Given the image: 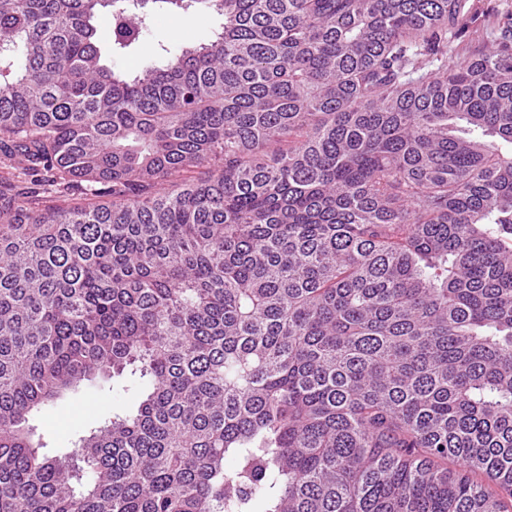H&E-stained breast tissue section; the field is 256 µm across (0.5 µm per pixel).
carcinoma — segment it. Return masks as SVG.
<instances>
[{
	"instance_id": "carcinoma-1",
	"label": "carcinoma",
	"mask_w": 512,
	"mask_h": 512,
	"mask_svg": "<svg viewBox=\"0 0 512 512\" xmlns=\"http://www.w3.org/2000/svg\"><path fill=\"white\" fill-rule=\"evenodd\" d=\"M149 2L219 25L112 69ZM479 16L0 0V183L87 200L0 198V512H512V11ZM126 372L136 413L42 452L45 403ZM19 181L18 182H14L13 185L11 186H8V187H4V186H0V191L2 192V195L4 194L6 197H12V198H16V199H20V200H29L30 202L32 201L33 203H36L35 206H39L40 208H45V209H52V208H56V207H62V206H67L73 202H76L74 199L77 198V192L75 191V193H70V194H67V195H60V194H43L41 195L40 197L38 198H34V199H31V198H28L26 196H28L29 194H26L27 193V184L26 182H24V180L22 179H18Z\"/></svg>"
}]
</instances>
